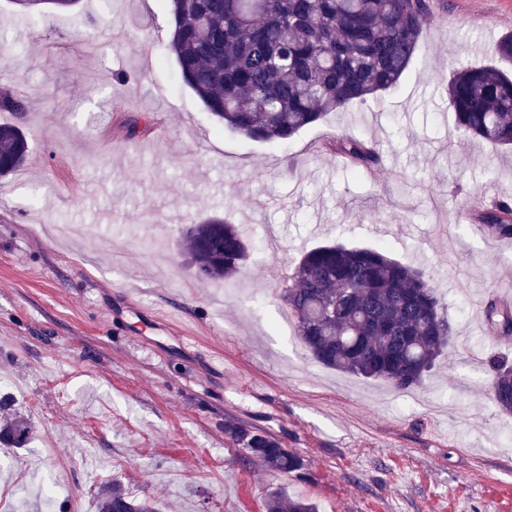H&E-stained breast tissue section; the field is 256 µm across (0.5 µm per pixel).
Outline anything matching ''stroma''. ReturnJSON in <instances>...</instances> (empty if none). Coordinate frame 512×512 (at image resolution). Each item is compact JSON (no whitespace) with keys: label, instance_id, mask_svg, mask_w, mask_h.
Segmentation results:
<instances>
[{"label":"stroma","instance_id":"obj_1","mask_svg":"<svg viewBox=\"0 0 512 512\" xmlns=\"http://www.w3.org/2000/svg\"><path fill=\"white\" fill-rule=\"evenodd\" d=\"M435 3L395 89L281 146L221 127L182 83L165 0H80L36 28L0 0V84L28 97L30 147L0 179V400L32 423L25 447L0 445V512H41L47 486L95 512L109 479L160 512H266L280 491L319 512H512V415L484 375L512 345L481 321L489 295L512 303V248L448 229L470 202L512 199V152L461 137L444 92L451 68L491 62L512 0ZM337 135L375 142L374 174L318 151ZM212 214L249 244L229 285L199 280L182 244ZM330 240L386 245L435 279L455 330L419 389L436 410L319 365L281 323L294 260ZM231 425L304 469L243 460Z\"/></svg>","mask_w":512,"mask_h":512}]
</instances>
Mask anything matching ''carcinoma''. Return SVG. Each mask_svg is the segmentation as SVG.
Segmentation results:
<instances>
[{
	"mask_svg": "<svg viewBox=\"0 0 512 512\" xmlns=\"http://www.w3.org/2000/svg\"><path fill=\"white\" fill-rule=\"evenodd\" d=\"M79 0H11L32 21L44 7L70 12ZM430 0H170L169 53L181 81L216 120L246 138L286 144L330 113L396 87L415 56ZM456 129L467 138L512 148V75L494 64L452 70L445 86ZM28 98L0 87V110L17 117ZM324 148L354 171L380 166L377 145L336 136ZM29 145L17 123L0 124V178L26 162ZM477 221L492 238L512 239V201L483 207ZM182 241L197 278L230 283L248 254L243 235L226 218L187 225ZM282 299L296 333L317 363L385 382L404 392L423 383L453 336L433 278L391 257L384 247L328 243L295 262ZM488 334L512 336V305L487 298ZM486 389L495 407L512 414V364L486 361ZM31 430L23 416L0 422V442L21 447ZM243 458L282 473L303 459L260 429L231 428ZM97 512H159L119 483L98 492ZM266 512H318L315 503L284 492Z\"/></svg>",
	"mask_w": 512,
	"mask_h": 512,
	"instance_id": "carcinoma-1",
	"label": "carcinoma"
}]
</instances>
